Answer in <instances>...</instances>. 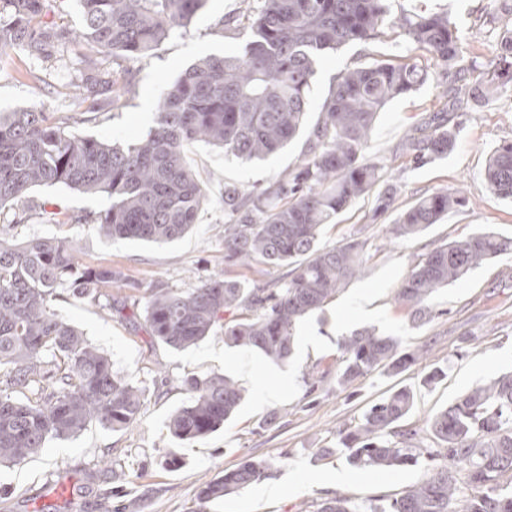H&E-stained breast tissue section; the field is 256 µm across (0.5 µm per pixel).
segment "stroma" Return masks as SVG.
Here are the masks:
<instances>
[{
  "instance_id": "obj_1",
  "label": "stroma",
  "mask_w": 512,
  "mask_h": 512,
  "mask_svg": "<svg viewBox=\"0 0 512 512\" xmlns=\"http://www.w3.org/2000/svg\"><path fill=\"white\" fill-rule=\"evenodd\" d=\"M256 6L257 0H207L187 28L171 34L143 59L93 54L76 39L56 43L41 56L0 50V112L42 108L81 135L133 141L153 125L167 83L202 57L239 52L249 36L247 17ZM404 12L448 13L458 28L470 81L492 78L486 60L506 35L499 18L512 14V0H391L392 18ZM413 53L420 63L431 65L427 51H412L403 32L393 28L373 43L350 44L329 54L311 86L308 122H315L343 70ZM113 72L125 77L121 96L104 89L82 106L74 105L72 84L90 74ZM442 91V85L429 81L379 113L366 157L395 186L394 202L379 215L375 196H366L324 229V245L353 236L365 240L364 269L322 311L301 322L293 352L282 362L225 343L220 324L197 345L175 350L151 340L141 315L146 296L157 286L186 289L217 273L270 288L287 281L285 266L225 265L224 185L265 188L298 165L305 136L253 163L203 141L190 144L186 154L208 189V199L192 229L170 243L101 237L93 219L112 203L103 193L41 187L23 203L1 209L0 231L7 236H65L77 245L84 264L109 266L122 274L127 286L113 303L64 293L53 308L59 319L106 351L130 383L143 387L145 398L138 421L126 430L107 432L92 423L75 436L48 441L41 453L20 464L0 468V512H314L328 498L341 495L358 504L372 496H394L424 479V462L375 472L354 468L336 455L320 460L316 454L335 447L340 431L356 426L367 408L404 386L415 398L407 423L418 429L423 446H431L428 417L462 393L512 371V254L487 261L440 288L430 300L432 317L426 322L413 321L394 300L403 278L433 245L487 229L512 235V201L492 193L483 177L489 154L512 140L511 92L457 113L458 137L447 158L417 166L397 151L403 137L437 107ZM450 187L461 190L464 206L420 237L390 241L389 226L400 213L419 197ZM45 209L75 212L84 221L54 224L42 217ZM362 328L402 337L410 351L430 345L431 354L399 375L379 370L340 386L337 340ZM435 370L440 378L428 381ZM211 374L226 375L245 387L243 404L209 436L175 440L166 422L190 398L185 379ZM308 374L320 380L312 393L303 382ZM170 449L181 457L180 468L165 467ZM251 457L272 461L268 478L287 483L283 497L263 498L256 483L223 500L200 504L197 494L206 482ZM339 473L346 475V482L332 483ZM59 486L69 490L68 499L56 497Z\"/></svg>"
}]
</instances>
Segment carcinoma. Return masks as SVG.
<instances>
[{"instance_id": "1", "label": "carcinoma", "mask_w": 512, "mask_h": 512, "mask_svg": "<svg viewBox=\"0 0 512 512\" xmlns=\"http://www.w3.org/2000/svg\"><path fill=\"white\" fill-rule=\"evenodd\" d=\"M206 2L79 0L78 38L97 53L144 58L185 28ZM44 14L45 0H0V49L42 54L65 38L63 29L43 21ZM249 25L251 35L239 53L202 58L166 86L154 125L133 143L80 135L44 111L0 112V209L23 202L34 187L64 185L112 198L95 218L103 237L175 241L196 223L207 201L186 146L205 141L245 161L266 159L303 130L322 59L346 44L377 39L387 28L402 29L413 49L429 51L437 76L447 83L446 109L398 147L414 163L448 156L455 146L451 112L483 94L512 91V38L488 61L497 80L471 85L457 29L446 13L394 21L388 0H258ZM434 76L415 61L383 59L337 77L294 170L259 192L224 184V262L290 265L288 281L264 288L216 274L180 291L153 288L145 302L149 336L186 349L208 337L224 313L247 311L224 324V340L286 360L297 325L363 268V241L322 246L320 237L324 226L382 178L381 168L364 157L378 113ZM484 176L492 192L512 199V141L493 150ZM464 203L457 189L424 195L389 232L401 241L416 238ZM510 252L512 237L493 230L437 245L414 265L396 299L413 320L423 321L439 288ZM120 279L110 266L80 263L65 238L16 241L0 233V466L21 462L50 439L73 436L93 421L114 432L138 419L144 391L52 306L61 290L95 295ZM338 348L340 385L382 368L399 374L427 355L423 348L405 352L398 337L373 328L340 337ZM186 384L192 396L168 423L177 440L219 430L245 396L222 375L192 377ZM413 405V391L397 389L372 405L353 430L340 433L339 442L348 463L359 469H401L425 459V479L390 501L353 504L336 496L317 504L316 512H512V373L469 390L430 417L432 448L420 447L418 430L404 426ZM272 467L262 458L241 461L205 483L198 500L244 489Z\"/></svg>"}]
</instances>
